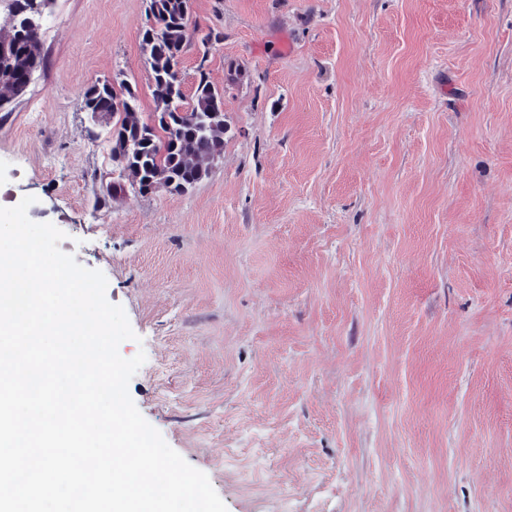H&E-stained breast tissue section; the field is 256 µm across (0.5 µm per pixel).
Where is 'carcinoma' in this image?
<instances>
[{
  "mask_svg": "<svg viewBox=\"0 0 512 512\" xmlns=\"http://www.w3.org/2000/svg\"><path fill=\"white\" fill-rule=\"evenodd\" d=\"M13 17V33L0 37V57L10 62L13 78L0 79L13 97L24 93L27 78L44 65L40 39V0H3ZM191 0H149L148 11L157 27L147 28L141 48L152 71L151 92L155 103L151 123L137 117L138 97L126 89L124 112L116 116L112 101V81H98L83 94V110L96 123L108 129L112 161L121 168L123 184L113 183L115 191L125 186L140 193L161 187L173 194L192 190L209 169L199 159L213 160L224 153L228 132L224 110L219 106L222 93L205 73H200L192 101L184 103L181 83L175 69L184 41V20ZM115 123H110L111 118Z\"/></svg>",
  "mask_w": 512,
  "mask_h": 512,
  "instance_id": "1",
  "label": "carcinoma"
}]
</instances>
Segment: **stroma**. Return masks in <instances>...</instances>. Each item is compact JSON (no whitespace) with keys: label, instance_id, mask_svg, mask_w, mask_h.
Here are the masks:
<instances>
[{"label":"stroma","instance_id":"stroma-1","mask_svg":"<svg viewBox=\"0 0 512 512\" xmlns=\"http://www.w3.org/2000/svg\"><path fill=\"white\" fill-rule=\"evenodd\" d=\"M44 16L0 186L104 273L227 512H512V0H192L230 130L183 195L113 191L82 110L109 77L150 121L148 0Z\"/></svg>","mask_w":512,"mask_h":512}]
</instances>
